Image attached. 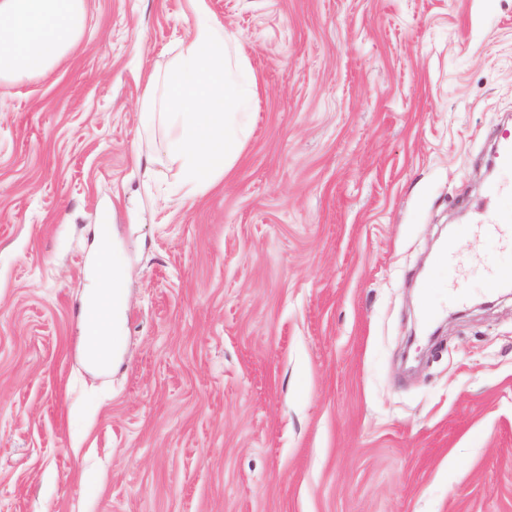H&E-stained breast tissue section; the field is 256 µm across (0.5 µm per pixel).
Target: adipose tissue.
<instances>
[{
    "label": "adipose tissue",
    "mask_w": 512,
    "mask_h": 512,
    "mask_svg": "<svg viewBox=\"0 0 512 512\" xmlns=\"http://www.w3.org/2000/svg\"><path fill=\"white\" fill-rule=\"evenodd\" d=\"M187 2L195 24L168 68L145 75L141 105L146 127L164 130L191 197L217 185L238 159L259 83L235 38L210 18L206 0ZM87 20L88 0H0V83L53 70L81 43ZM94 268L88 302L99 317L87 321L85 337L89 360L106 367L125 297L109 249L98 250Z\"/></svg>",
    "instance_id": "adipose-tissue-1"
}]
</instances>
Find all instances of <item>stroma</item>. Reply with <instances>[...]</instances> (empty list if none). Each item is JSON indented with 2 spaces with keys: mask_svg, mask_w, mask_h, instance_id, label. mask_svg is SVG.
<instances>
[{
  "mask_svg": "<svg viewBox=\"0 0 512 512\" xmlns=\"http://www.w3.org/2000/svg\"><path fill=\"white\" fill-rule=\"evenodd\" d=\"M259 79L185 197L143 126L186 0H89L0 85V512H512V251L451 224L512 131V0H207ZM125 271L86 365L100 210Z\"/></svg>",
  "mask_w": 512,
  "mask_h": 512,
  "instance_id": "stroma-1",
  "label": "stroma"
}]
</instances>
